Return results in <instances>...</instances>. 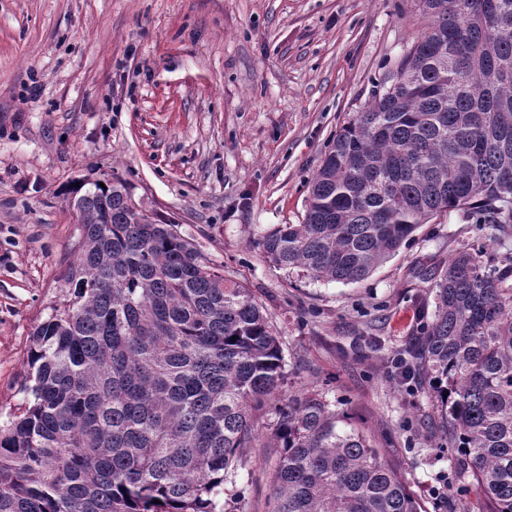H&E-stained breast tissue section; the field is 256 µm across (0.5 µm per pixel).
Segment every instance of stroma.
Returning a JSON list of instances; mask_svg holds the SVG:
<instances>
[{
	"label": "stroma",
	"mask_w": 512,
	"mask_h": 512,
	"mask_svg": "<svg viewBox=\"0 0 512 512\" xmlns=\"http://www.w3.org/2000/svg\"><path fill=\"white\" fill-rule=\"evenodd\" d=\"M423 23L416 0H0V424L63 294L68 190L119 179L265 306L287 393L328 389L422 512H479L469 481L448 477L431 392L398 387L390 360L433 299L419 270L478 243L486 262L512 255V223L449 210L348 285L300 280L255 244L302 223L336 134ZM276 457L256 448L239 465L240 512H267Z\"/></svg>",
	"instance_id": "1"
}]
</instances>
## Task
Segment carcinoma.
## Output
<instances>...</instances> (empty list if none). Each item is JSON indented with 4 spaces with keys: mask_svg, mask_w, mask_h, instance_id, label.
<instances>
[{
    "mask_svg": "<svg viewBox=\"0 0 512 512\" xmlns=\"http://www.w3.org/2000/svg\"><path fill=\"white\" fill-rule=\"evenodd\" d=\"M420 7L405 84L336 134L303 222L257 239L279 268L357 283L450 209L512 223V0ZM70 194L71 297L33 329L31 399L0 425V512H239L253 448L279 449L270 512H420L324 391L280 402L281 336L250 288L124 182ZM484 249L425 272L433 315L396 381L432 390L450 475L471 479L485 512H512V256L490 267Z\"/></svg>",
    "mask_w": 512,
    "mask_h": 512,
    "instance_id": "obj_1",
    "label": "carcinoma"
}]
</instances>
